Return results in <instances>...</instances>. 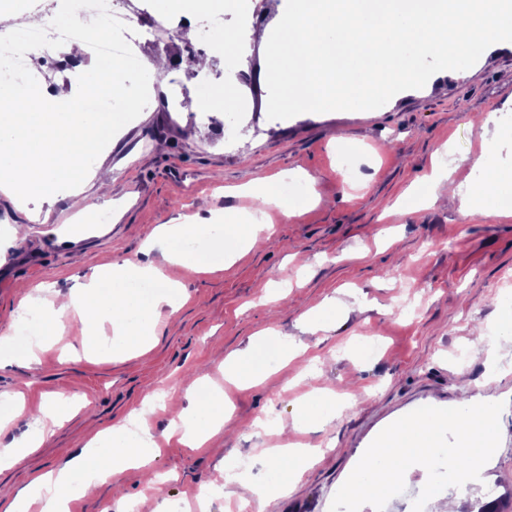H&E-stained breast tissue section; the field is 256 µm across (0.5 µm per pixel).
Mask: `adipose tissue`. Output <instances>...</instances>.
Here are the masks:
<instances>
[{
  "label": "adipose tissue",
  "instance_id": "obj_1",
  "mask_svg": "<svg viewBox=\"0 0 512 512\" xmlns=\"http://www.w3.org/2000/svg\"><path fill=\"white\" fill-rule=\"evenodd\" d=\"M120 67L110 64L95 68L94 76L83 92L63 86L34 94L32 99L15 102L0 100V128L9 131L6 141L0 142V152L6 153L9 163L0 170V182L27 185L44 198H52L59 178L79 179L86 156L107 130L99 114L80 108L82 94H97L106 98L121 95ZM452 170L435 169L429 182V203H436V190L442 181H449L448 192L457 197L465 208H475L478 199L492 194L512 182V172L491 174L480 183L461 187L452 185ZM25 311H38L43 316V332L59 335L64 328L65 313L75 312L88 332L85 343L97 345L94 332L96 322L112 323L119 348L125 352L143 350L156 340L154 325L148 311L139 310L129 294L107 295L96 287L68 297L59 310L44 308L33 294H26L21 302ZM479 416L483 437L474 441L463 420L464 414ZM231 419V411L223 395H215L201 406L193 417L191 427L185 428L181 441L192 448L206 444L223 430ZM395 438L385 440L366 453L360 470L349 478L365 499L387 497L402 482L406 466L422 454V435L440 439L451 434L453 449L447 454L450 470L459 474L460 487L479 477L489 462L496 443L497 426L488 410L460 404L449 418L426 419L396 429ZM160 453L158 444L147 429L131 417L101 432L89 442L85 450L56 471L35 475L14 498H0V512H30L40 505L41 512H69L72 498L92 495L108 476H117L131 469L144 468Z\"/></svg>",
  "mask_w": 512,
  "mask_h": 512
}]
</instances>
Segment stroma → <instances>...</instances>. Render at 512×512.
Instances as JSON below:
<instances>
[{"label": "stroma", "instance_id": "35a3bbf8", "mask_svg": "<svg viewBox=\"0 0 512 512\" xmlns=\"http://www.w3.org/2000/svg\"><path fill=\"white\" fill-rule=\"evenodd\" d=\"M223 25L208 12L195 24L216 47L207 69L190 62L188 43L174 37L146 43L142 55H166L175 63L162 75L140 69L123 74L126 97L111 102L106 122L112 136L84 161L83 183L57 189L54 201L21 185L0 190V333L20 320L19 285L41 286L45 301L81 289L98 270L125 261L161 269L179 282L187 301L178 310L154 311L158 340L148 350L113 354V327L99 328L101 346L85 355L77 315H66L64 336L46 340L38 360L0 366V402L12 410L0 430V449L25 439L37 410L61 397H79L61 427L31 453L0 470V497L21 491L34 474L56 469L112 424L140 411L147 391L161 406L144 415L164 450L149 469L162 479L148 488L140 471L106 480L91 498H75L69 512H173L219 467L247 459L241 479L226 484L206 512H336L347 478L374 433L406 416H426L463 399L490 406L499 431L485 479L462 493L459 512H477L490 496L512 512V339L501 341L496 360L504 374L487 373L486 355L457 354L486 324L512 312L501 294L512 292V215L485 198L478 212L425 202L434 161L454 167L456 183L471 184L484 171H512V136L493 138L483 125L490 114L512 115V42L486 49L474 66L441 72L439 85L406 90L367 111L302 113L285 120L267 115L265 56L259 43L245 54L219 50L236 13L223 11ZM246 72L250 120L232 144L224 127L234 109L197 120L167 101L169 84L203 102L223 93ZM354 150L351 165L340 145ZM445 156H438L440 148ZM484 154V169L469 157ZM111 169L108 192L93 172ZM291 174L299 197L285 209L266 210L254 245L221 237L220 251L197 259L203 271L172 265L168 254L181 240H152L155 228L192 218L202 225L242 223L262 208L239 194L257 177L273 189ZM343 303L328 316L319 305ZM306 347L314 371L301 372V358L284 360L281 338ZM379 341L381 352L361 357L362 342ZM253 350L270 374L256 386L217 383L232 352ZM471 384L461 390L457 373ZM222 387L232 419L203 448L180 443L177 421L195 403L185 395L192 379ZM320 405V419L295 427L305 402ZM288 433H281V426ZM314 457L290 491L262 497L275 451L287 444ZM425 465L407 469L401 494L359 512H410L423 500Z\"/></svg>", "mask_w": 512, "mask_h": 512}]
</instances>
